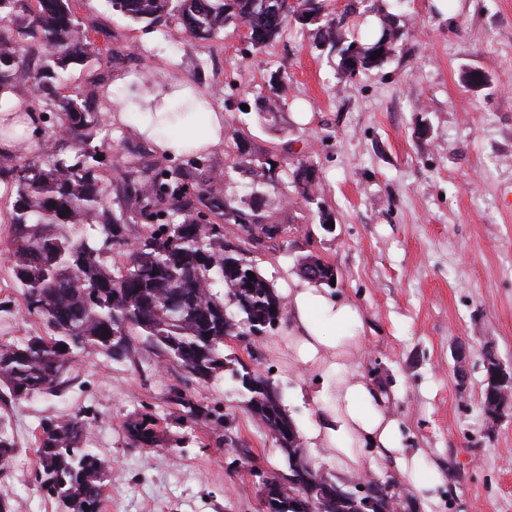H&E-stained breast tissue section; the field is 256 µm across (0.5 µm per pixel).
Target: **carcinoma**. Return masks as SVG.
I'll list each match as a JSON object with an SVG mask.
<instances>
[{
	"mask_svg": "<svg viewBox=\"0 0 512 512\" xmlns=\"http://www.w3.org/2000/svg\"><path fill=\"white\" fill-rule=\"evenodd\" d=\"M113 11L146 26L170 22L197 42L212 41L231 26L248 30L257 51L279 41L296 25L310 34L314 47L339 56L343 75L354 78L378 69L397 51L406 34V17L391 11L386 0H347L334 15L322 0H108ZM367 13L378 20L375 38L355 36L357 19ZM40 40L45 60L30 66L25 43ZM382 55L371 59L376 51ZM95 52L88 32L75 21L72 0H0V90L24 80L39 92L28 103L35 112H54L73 142L68 157L48 137L42 150L24 155L0 153V183L11 200L10 263L21 289L26 313L43 326V335L0 344V390L22 402L50 394L65 384L80 355L90 350L117 362L137 364L153 351L168 367L208 383L224 377L230 359L227 340L271 329L280 321L284 296L259 270L256 243L268 239L277 247L287 228L277 220L288 200L299 195L316 207L319 223L334 215L311 177L313 164L288 169L278 146L256 147L246 131L232 132L230 169L249 179V196L225 188V175L193 173L178 167L129 161L121 165L116 187H132L115 213L107 205L96 170L101 164L94 142L105 141L98 87L92 77L75 95L59 94L69 66ZM269 95L259 112L277 118L290 87L277 70L268 80ZM155 225L136 237L128 249L127 226L146 203ZM216 212L223 224L198 223L202 209ZM248 224L250 228L243 229ZM119 255L111 262L108 253ZM297 270L319 275L311 284L331 287L336 266L309 253ZM254 278H249L248 273ZM247 407L277 442L282 455L308 458L295 420L280 389L269 379L243 389ZM169 403L189 419L199 417L187 395L175 391ZM165 418L142 411L123 424L133 447H157ZM88 420L81 416L48 419L37 441V490L55 502L57 512H102L112 474L111 461L88 448ZM89 509H83V505ZM360 512L352 495L285 498L283 512Z\"/></svg>",
	"mask_w": 512,
	"mask_h": 512,
	"instance_id": "carcinoma-1",
	"label": "carcinoma"
}]
</instances>
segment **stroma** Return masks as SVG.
Returning a JSON list of instances; mask_svg holds the SVG:
<instances>
[{"mask_svg": "<svg viewBox=\"0 0 512 512\" xmlns=\"http://www.w3.org/2000/svg\"><path fill=\"white\" fill-rule=\"evenodd\" d=\"M403 10L408 34L392 60L348 79L297 28L258 52L237 29L194 43L131 23L107 0H73L104 53L73 66L61 91L74 94L103 74L110 113L120 101L188 81L212 95L225 130L245 129L260 147L288 145L290 160L313 163L335 229L325 232L312 211L289 201L286 241L258 251L261 271L284 288L301 255L335 265L336 295L355 303L364 321L361 371L388 389L402 447L426 450L448 474L435 502L411 512H512V414L491 423L480 405L486 351L512 366V0H406ZM279 69L291 92L272 129L257 109ZM471 72L483 75L480 87L462 83ZM129 74L137 82L125 83ZM106 133L99 172L111 199L117 156L163 166L196 161L218 174L232 160L225 147L164 157L127 121L107 122ZM8 206L1 196L0 343L42 331L11 275ZM285 332L239 337L224 353L269 377L301 426L314 407L297 398L296 377L269 353ZM461 341L469 346L464 394L454 370ZM174 388L209 418L186 423L168 412ZM145 408L168 415L160 447H131L123 432ZM73 414L88 420L90 448L112 462L103 512H260L262 480L286 468L231 380L200 383L159 369L152 354L133 366L91 351L58 393L0 405V425L18 448L0 463V495L14 512H56L31 482L34 436L45 419Z\"/></svg>", "mask_w": 512, "mask_h": 512, "instance_id": "stroma-1", "label": "stroma"}]
</instances>
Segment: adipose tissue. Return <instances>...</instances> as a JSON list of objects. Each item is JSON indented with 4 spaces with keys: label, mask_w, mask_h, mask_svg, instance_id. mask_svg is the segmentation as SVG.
<instances>
[{
    "label": "adipose tissue",
    "mask_w": 512,
    "mask_h": 512,
    "mask_svg": "<svg viewBox=\"0 0 512 512\" xmlns=\"http://www.w3.org/2000/svg\"><path fill=\"white\" fill-rule=\"evenodd\" d=\"M166 101L153 96L128 100L125 112L137 113L135 132L152 141L166 157L190 156L218 147L224 140V115L209 111L201 128L174 129ZM41 115L24 112L12 89L0 91V151L14 143L38 144ZM287 331L273 351L288 361L298 378L314 376L312 387L299 386L301 397L316 407L314 419L301 430L310 448H326L338 476L396 471L419 502L434 500L446 481L444 470L423 449L409 452L400 445L397 420L388 412L389 396L366 381L359 369L363 320L357 306L326 288L295 281L285 288Z\"/></svg>",
    "instance_id": "obj_1"
}]
</instances>
